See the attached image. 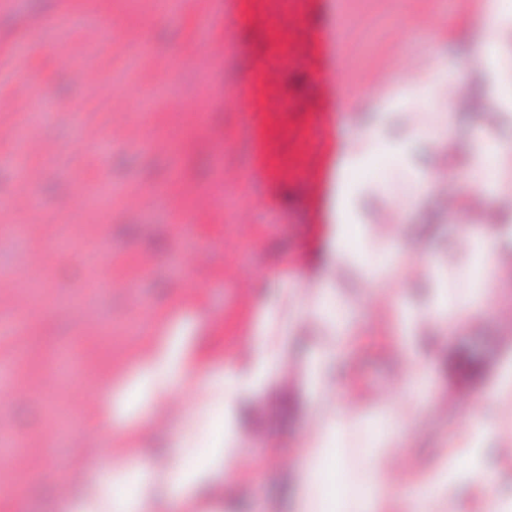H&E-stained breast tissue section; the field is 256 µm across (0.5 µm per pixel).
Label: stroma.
Returning <instances> with one entry per match:
<instances>
[{
  "mask_svg": "<svg viewBox=\"0 0 512 512\" xmlns=\"http://www.w3.org/2000/svg\"><path fill=\"white\" fill-rule=\"evenodd\" d=\"M486 0H290L288 40L278 43L265 14L240 22L227 0H185L169 14L160 0H16L0 10V512L24 498L29 512H54L65 471L93 461L103 440L91 427L107 393L133 370L142 347L166 321L184 325L216 357L233 361L259 324L274 288L256 278L278 271L283 286L314 293L317 256L298 227L331 221V197L310 204L304 172L326 158L349 115L374 96L394 94L427 62L435 42L468 66L466 36ZM93 12L111 30L64 28L65 16ZM44 19L41 29L29 15ZM233 41L237 54L213 47ZM144 44L147 52L132 55ZM271 81L259 114L275 160L286 169L270 203L246 170L250 141L238 126L236 87L257 69ZM321 124L319 140L308 129ZM41 200L31 209L28 193ZM457 183L418 210L408 236L432 248L448 270L453 227L444 211L466 203ZM359 326L336 370V391L310 399L304 358L328 338L309 325L304 346L289 342L275 403L245 422L248 450L237 455L239 485L222 512H295L301 446L332 409L353 418L342 449L359 478L378 449L371 441L386 412L409 417L407 445L393 449L392 476L416 490L425 469L456 445L455 424L483 414L512 432V395L484 393L487 376L512 354V314L458 320L449 339L423 327L436 345L418 405L403 358L395 310L400 289L374 295L358 269L337 279Z\"/></svg>",
  "mask_w": 512,
  "mask_h": 512,
  "instance_id": "stroma-1",
  "label": "stroma"
}]
</instances>
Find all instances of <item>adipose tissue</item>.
Masks as SVG:
<instances>
[{
	"mask_svg": "<svg viewBox=\"0 0 512 512\" xmlns=\"http://www.w3.org/2000/svg\"><path fill=\"white\" fill-rule=\"evenodd\" d=\"M509 44L512 0H492L472 34L471 81L460 80L453 62L438 54L429 73L404 85L399 96L373 102L366 119H350L347 133L336 141L333 229L326 271L314 299L295 296L265 304L259 336L249 341L241 364L207 356L179 328L170 330L164 340L146 345L134 377L123 382L118 398L120 409L138 418L137 439L113 424L111 413L96 419L103 447L122 449L123 454L90 464L84 484L58 500L57 512H203L205 503L223 502L225 492L238 482L233 458L244 445L242 407L250 400L271 398L282 373L283 345L315 321L328 322L334 337L308 353L306 381L312 393L332 394L334 370L345 358L358 323L356 311L336 298L337 273L348 266L359 269L375 293L406 282L411 244L405 226L411 213L438 196L455 175L445 147L458 112L477 87L482 90V105L512 112V82L505 80L502 70ZM390 167L400 174L405 191L393 225L379 238L365 213L381 172ZM465 177L473 191L474 209L451 208L445 216L456 227L459 253L477 258L457 301L459 310L471 314L498 287L503 274L512 271V250L506 246L512 223L500 217L505 201L512 198V141L483 129L473 131L467 140ZM475 209L488 231H474L470 214ZM418 261L422 275L434 284L432 296L420 306L399 305L398 313L408 337L405 359L419 377L430 356L418 346L415 331L423 324L447 329L448 273L430 253H419ZM175 394L192 395L193 401L169 417L162 449L150 448L148 441L159 421L156 409ZM349 423V409L341 407L305 441L296 512H389L393 504L398 512H432L438 498L464 484L485 486L478 512H505L500 497L487 488L486 447L499 438L489 417L469 420L457 437L456 450L426 469L413 500L404 498L393 485L392 459L385 454L386 449L399 447L409 432L408 421L387 418L384 452L373 458L355 489L339 461Z\"/></svg>",
	"mask_w": 512,
	"mask_h": 512,
	"instance_id": "1",
	"label": "adipose tissue"
}]
</instances>
